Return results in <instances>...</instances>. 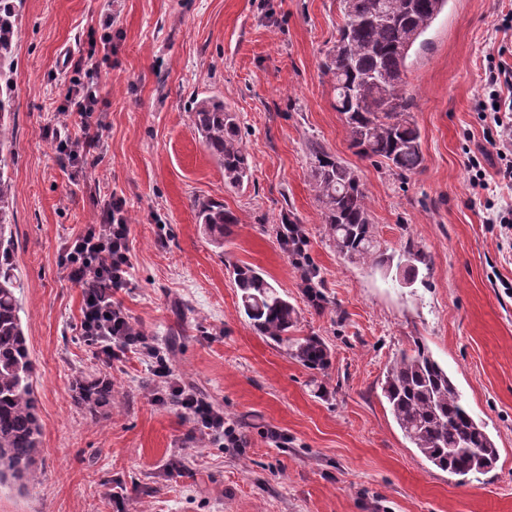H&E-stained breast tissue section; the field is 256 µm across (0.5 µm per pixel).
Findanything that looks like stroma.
<instances>
[{
	"label": "stroma",
	"mask_w": 512,
	"mask_h": 512,
	"mask_svg": "<svg viewBox=\"0 0 512 512\" xmlns=\"http://www.w3.org/2000/svg\"><path fill=\"white\" fill-rule=\"evenodd\" d=\"M508 13L512 0H448L426 32L429 48L405 74L424 163L400 181L351 149L321 72L338 0H24L9 174L40 481L0 489V512H512V237L488 221L490 208H512V185L474 193L466 167L485 144L473 104L487 59L512 56ZM87 55L103 159L74 167L45 130L60 122L67 58ZM205 95L238 115L251 162L242 188L225 184L191 124L190 103ZM315 143L358 172L387 253L409 240L424 250L414 284L338 256L309 178ZM113 193L127 201L134 253L119 301L181 384L236 421L244 447L194 434L176 408L152 402L136 355L108 369L80 338L81 290L61 256ZM208 201L240 219L220 248L197 220ZM287 211L305 229L323 309L277 240ZM242 263L298 307L296 335L330 347L325 372L250 327L232 277ZM419 346L495 441L488 473L463 481L436 468L393 420L385 368ZM91 376L112 387L93 410L80 399ZM273 428L286 445L269 441Z\"/></svg>",
	"instance_id": "stroma-1"
}]
</instances>
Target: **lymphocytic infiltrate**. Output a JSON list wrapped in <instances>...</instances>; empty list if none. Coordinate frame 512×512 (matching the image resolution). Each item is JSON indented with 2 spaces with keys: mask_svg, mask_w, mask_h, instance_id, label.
Instances as JSON below:
<instances>
[{
  "mask_svg": "<svg viewBox=\"0 0 512 512\" xmlns=\"http://www.w3.org/2000/svg\"><path fill=\"white\" fill-rule=\"evenodd\" d=\"M96 101V93L90 84L73 81L65 95L64 108L66 115H80V136L61 134L55 127L46 130L56 151L69 162H86L89 156L100 151L99 125L91 120ZM476 111L478 118L487 125L486 141L496 151L497 173L503 183H511V63L488 60ZM132 258L126 201L113 194L101 208L97 223L87 225L65 248L64 265L68 277L82 292L78 325L82 340L107 365L129 353L148 361L154 377V403L175 406L209 440L222 442L227 448L242 447L244 441L235 423L225 418L223 410L208 405L193 391L180 386L161 349L151 338L134 331L131 319L118 299L119 293L129 285Z\"/></svg>",
  "mask_w": 512,
  "mask_h": 512,
  "instance_id": "1",
  "label": "lymphocytic infiltrate"
}]
</instances>
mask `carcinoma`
Segmentation results:
<instances>
[{"mask_svg": "<svg viewBox=\"0 0 512 512\" xmlns=\"http://www.w3.org/2000/svg\"><path fill=\"white\" fill-rule=\"evenodd\" d=\"M24 0H0V487L20 492L38 481L42 426L38 418L34 363L21 321L14 273L12 181L14 90L11 75L18 51V19ZM448 0H339L342 24L321 66L334 92L355 154L371 159L400 179L424 161L421 131L414 119L413 95L403 78L410 52L447 6ZM190 119L206 149L224 170V180L239 186L248 180L250 161L237 117L218 96L191 102ZM310 180L329 239L349 262H389L375 238L367 192L355 169L322 146L310 150ZM200 223L211 242L224 247V236L239 218L224 206L197 205ZM303 272L314 287L306 300L322 308L326 296L317 270ZM242 309L262 336L287 346L309 370L323 372L331 352L317 336H292L299 311L260 272L248 265L233 268ZM383 397L404 438L435 467L466 477L487 473L496 465L498 448L462 403L448 372L422 348L405 351L387 366ZM111 388L96 380L81 387L90 406L107 401Z\"/></svg>", "mask_w": 512, "mask_h": 512, "instance_id": "cac0c4a2", "label": "carcinoma"}]
</instances>
